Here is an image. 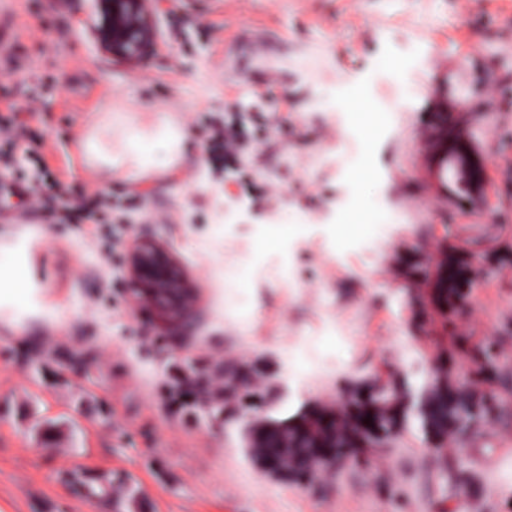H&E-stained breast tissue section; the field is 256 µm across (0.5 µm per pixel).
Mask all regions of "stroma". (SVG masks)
Instances as JSON below:
<instances>
[{"instance_id": "stroma-1", "label": "stroma", "mask_w": 512, "mask_h": 512, "mask_svg": "<svg viewBox=\"0 0 512 512\" xmlns=\"http://www.w3.org/2000/svg\"><path fill=\"white\" fill-rule=\"evenodd\" d=\"M156 25L159 51L131 65L64 0H0V96L31 133H0V270L26 290L0 302V512H512V0H165ZM107 111L174 121L184 155L104 182L83 153ZM227 119L283 142L262 173L211 152L202 127ZM425 126L484 161L477 198L423 183ZM44 167L112 223L45 221ZM143 232L197 292L186 327L129 301L121 259ZM451 263L459 304L437 288ZM436 380L493 417L433 446ZM374 389L399 425L363 461L310 485L254 465L252 419Z\"/></svg>"}]
</instances>
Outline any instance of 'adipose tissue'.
<instances>
[{
  "label": "adipose tissue",
  "mask_w": 512,
  "mask_h": 512,
  "mask_svg": "<svg viewBox=\"0 0 512 512\" xmlns=\"http://www.w3.org/2000/svg\"><path fill=\"white\" fill-rule=\"evenodd\" d=\"M185 138L182 130L168 125L147 130L128 120L121 133H114L108 125L92 132L84 146L85 159L88 164L107 168L128 165L150 169L177 157Z\"/></svg>",
  "instance_id": "adipose-tissue-1"
}]
</instances>
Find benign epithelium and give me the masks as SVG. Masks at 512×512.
Masks as SVG:
<instances>
[{
  "mask_svg": "<svg viewBox=\"0 0 512 512\" xmlns=\"http://www.w3.org/2000/svg\"><path fill=\"white\" fill-rule=\"evenodd\" d=\"M85 4L76 9V20L87 28L98 49L118 60L137 63L157 52L160 47L155 28V16L161 0H75ZM448 171L453 182L468 190L484 181L485 169L481 158L467 145L448 136ZM125 264L133 285L130 303L159 311L169 321L178 324L186 320L196 306L195 290L172 253L150 237L142 236L129 249ZM382 404L371 399L349 409L316 411L306 420L294 424L253 425L249 448L256 466L265 474L291 478L304 484L318 478L349 457L357 444L350 440L351 427L358 433H371L377 427V415ZM371 417L372 424L365 423ZM426 427L436 444L447 441L454 426L447 421L434 423L427 414Z\"/></svg>",
  "mask_w": 512,
  "mask_h": 512,
  "instance_id": "benign-epithelium-1",
  "label": "benign epithelium"
}]
</instances>
